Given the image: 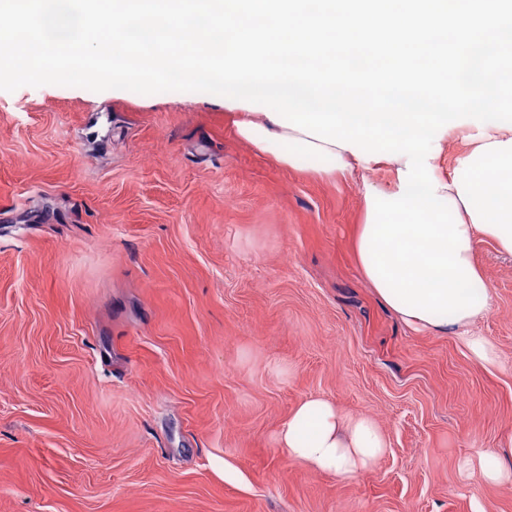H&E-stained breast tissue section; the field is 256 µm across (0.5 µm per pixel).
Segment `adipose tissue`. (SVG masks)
Here are the masks:
<instances>
[{
  "label": "adipose tissue",
  "mask_w": 512,
  "mask_h": 512,
  "mask_svg": "<svg viewBox=\"0 0 512 512\" xmlns=\"http://www.w3.org/2000/svg\"><path fill=\"white\" fill-rule=\"evenodd\" d=\"M235 127L243 140L288 167L304 160L317 174L343 176L362 163L352 149L275 124L262 111H244ZM464 130L469 148L437 189L438 195L454 199L463 221L468 241L460 256L473 261L476 243L482 238L512 254V130L472 124ZM478 320L473 313L456 322L426 316H409L405 322L453 334L476 361L497 364L494 346L473 331ZM280 443L291 462L343 479L372 470L388 449L386 435L372 417L342 412L322 397L308 398L296 407L281 431Z\"/></svg>",
  "instance_id": "1"
}]
</instances>
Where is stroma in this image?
<instances>
[{
  "mask_svg": "<svg viewBox=\"0 0 512 512\" xmlns=\"http://www.w3.org/2000/svg\"><path fill=\"white\" fill-rule=\"evenodd\" d=\"M240 139L220 96L0 91V512H512V258L479 240L502 364L361 275L363 184ZM372 416L353 479L289 461L303 400ZM464 466L480 484H512V467L503 463L500 448H485L478 453L477 464L466 461Z\"/></svg>",
  "mask_w": 512,
  "mask_h": 512,
  "instance_id": "stroma-1",
  "label": "stroma"
}]
</instances>
